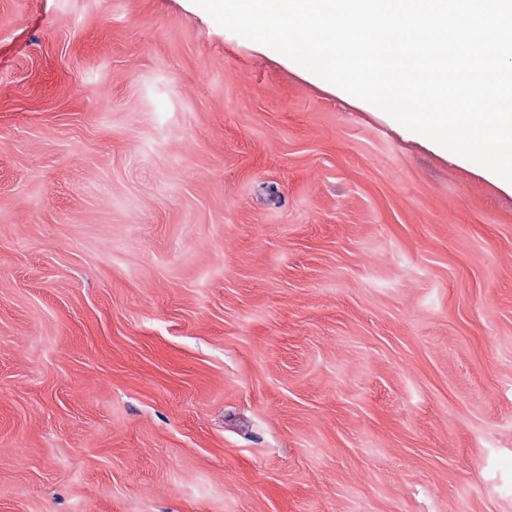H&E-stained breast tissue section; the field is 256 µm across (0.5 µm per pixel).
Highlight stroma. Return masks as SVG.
Instances as JSON below:
<instances>
[{
	"label": "stroma",
	"instance_id": "obj_1",
	"mask_svg": "<svg viewBox=\"0 0 512 512\" xmlns=\"http://www.w3.org/2000/svg\"><path fill=\"white\" fill-rule=\"evenodd\" d=\"M0 512H512V191L192 0H0Z\"/></svg>",
	"mask_w": 512,
	"mask_h": 512
}]
</instances>
